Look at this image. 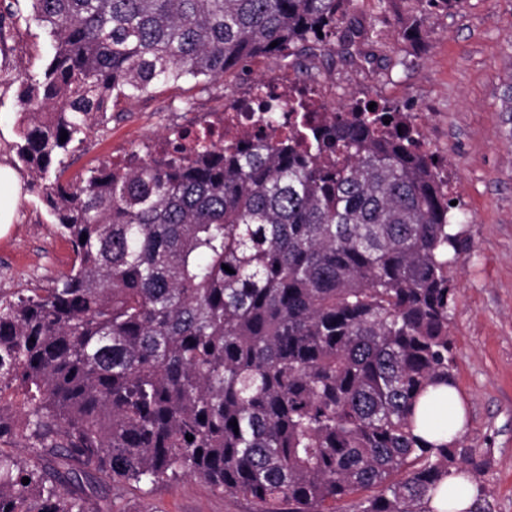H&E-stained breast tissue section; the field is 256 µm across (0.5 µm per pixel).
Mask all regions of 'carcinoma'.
Here are the masks:
<instances>
[{"instance_id": "1", "label": "carcinoma", "mask_w": 512, "mask_h": 512, "mask_svg": "<svg viewBox=\"0 0 512 512\" xmlns=\"http://www.w3.org/2000/svg\"><path fill=\"white\" fill-rule=\"evenodd\" d=\"M349 2L31 0L53 55L23 80L12 150L76 259L42 294L0 296V438L26 450H0V512H100V487L182 475L256 512H336L371 489L356 512H430L454 467L479 472L414 434L420 396L454 384L465 242L407 116L357 100L312 127L308 98L282 120L269 89L253 144L202 131L51 181L108 106L330 46Z\"/></svg>"}]
</instances>
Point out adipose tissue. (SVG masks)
Wrapping results in <instances>:
<instances>
[{
    "label": "adipose tissue",
    "mask_w": 512,
    "mask_h": 512,
    "mask_svg": "<svg viewBox=\"0 0 512 512\" xmlns=\"http://www.w3.org/2000/svg\"><path fill=\"white\" fill-rule=\"evenodd\" d=\"M464 427V408L456 387L440 385L428 388L418 404L417 435L431 443L452 442ZM480 488L473 477L458 472L446 478L433 493L431 512H475Z\"/></svg>",
    "instance_id": "obj_1"
}]
</instances>
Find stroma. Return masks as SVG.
<instances>
[{
    "label": "stroma",
    "instance_id": "1",
    "mask_svg": "<svg viewBox=\"0 0 512 512\" xmlns=\"http://www.w3.org/2000/svg\"><path fill=\"white\" fill-rule=\"evenodd\" d=\"M12 17L0 32V165L15 155L19 79L40 75L53 49L31 21L30 0H0ZM263 83L314 88L327 108L356 100L397 105L450 183L451 221L468 250L448 270L455 302L448 320L453 374L467 411L457 440L481 461L477 512H512V0H353L336 24L332 49L308 47L297 62L260 57L212 82L158 87L97 119L71 143L61 184L161 135L200 126ZM75 255L61 235L47 190L22 183L12 224L0 229V295L14 299L53 287ZM100 506L109 512H255L204 480L181 476L156 487L121 486Z\"/></svg>",
    "mask_w": 512,
    "mask_h": 512
}]
</instances>
